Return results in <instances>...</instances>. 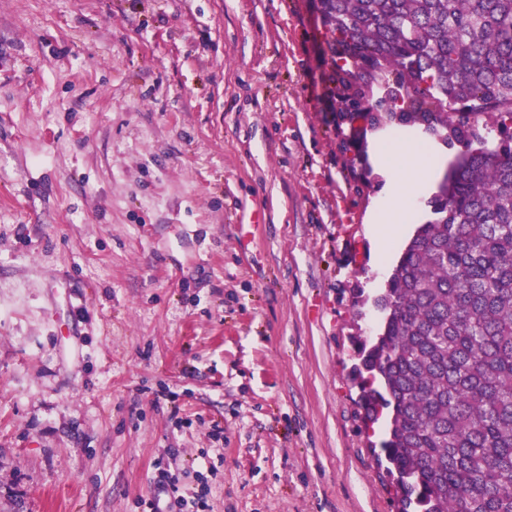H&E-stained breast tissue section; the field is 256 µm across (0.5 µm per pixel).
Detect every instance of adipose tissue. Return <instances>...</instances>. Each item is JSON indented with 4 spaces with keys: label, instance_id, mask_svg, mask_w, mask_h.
I'll use <instances>...</instances> for the list:
<instances>
[{
    "label": "adipose tissue",
    "instance_id": "ef3b65f1",
    "mask_svg": "<svg viewBox=\"0 0 512 512\" xmlns=\"http://www.w3.org/2000/svg\"><path fill=\"white\" fill-rule=\"evenodd\" d=\"M442 160V152L405 135L386 133L375 140L373 162L388 175L387 190L368 216L380 260H387L403 238Z\"/></svg>",
    "mask_w": 512,
    "mask_h": 512
}]
</instances>
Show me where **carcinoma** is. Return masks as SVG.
I'll use <instances>...</instances> for the list:
<instances>
[{
  "instance_id": "carcinoma-1",
  "label": "carcinoma",
  "mask_w": 512,
  "mask_h": 512,
  "mask_svg": "<svg viewBox=\"0 0 512 512\" xmlns=\"http://www.w3.org/2000/svg\"><path fill=\"white\" fill-rule=\"evenodd\" d=\"M318 3L344 119L378 81L410 106L370 125L418 124L462 147L352 369L364 421L391 416L396 512H512V147L482 135L483 118H512V0Z\"/></svg>"
}]
</instances>
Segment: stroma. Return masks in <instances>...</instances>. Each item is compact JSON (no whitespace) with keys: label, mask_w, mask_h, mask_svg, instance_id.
<instances>
[{"label":"stroma","mask_w":512,"mask_h":512,"mask_svg":"<svg viewBox=\"0 0 512 512\" xmlns=\"http://www.w3.org/2000/svg\"><path fill=\"white\" fill-rule=\"evenodd\" d=\"M317 0H0V512H395L352 341L374 131ZM157 472L156 490L153 498L147 503L151 512H204L205 493L193 492L178 494L179 488L170 472V464L163 458L154 463Z\"/></svg>","instance_id":"35a3bbf8"}]
</instances>
